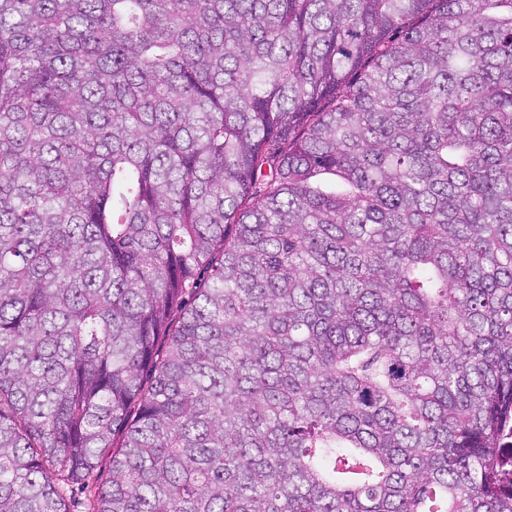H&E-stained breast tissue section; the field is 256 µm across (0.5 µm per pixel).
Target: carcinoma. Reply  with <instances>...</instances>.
Masks as SVG:
<instances>
[{"instance_id":"carcinoma-1","label":"carcinoma","mask_w":512,"mask_h":512,"mask_svg":"<svg viewBox=\"0 0 512 512\" xmlns=\"http://www.w3.org/2000/svg\"><path fill=\"white\" fill-rule=\"evenodd\" d=\"M512 0H0V512H512Z\"/></svg>"}]
</instances>
